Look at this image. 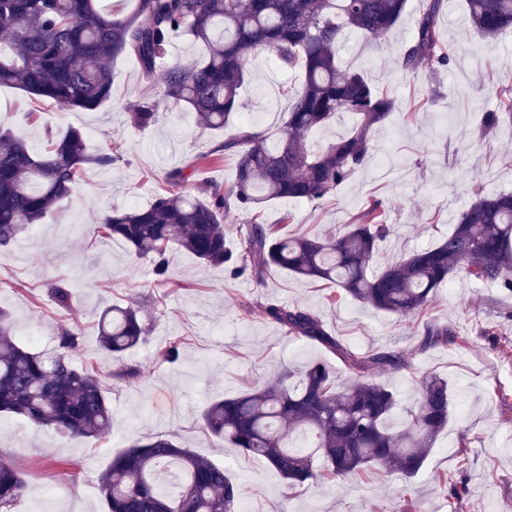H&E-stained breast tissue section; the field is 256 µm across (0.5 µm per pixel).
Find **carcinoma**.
<instances>
[{"mask_svg": "<svg viewBox=\"0 0 512 512\" xmlns=\"http://www.w3.org/2000/svg\"><path fill=\"white\" fill-rule=\"evenodd\" d=\"M444 2L423 0L398 58L404 71L415 72L424 58L436 71L451 64L439 24ZM407 6L408 0H135L125 13L104 0H0V86L71 110L94 109L112 97L108 63L131 55L144 78L161 77L162 101L188 107L205 129L227 131L214 154L236 157L232 183L206 184L191 194L182 190L185 170L174 169L166 175L167 189L149 206L114 210L102 219L108 235L125 240L134 257L151 263L157 282L168 280L176 246L204 263L227 267L233 276L249 272L259 278L277 268L331 282L377 311L419 317L434 302L436 289L459 277L512 293L511 193L477 194L447 237L376 271L379 243L390 232L378 200L334 237H284L273 224H251L240 255L224 246V216L231 208L250 211L274 199L325 200L371 157L372 131L389 118L395 100L364 74L344 68L338 48L349 33L375 43L386 39ZM466 17L485 40L512 34V0H466ZM181 34L203 46L202 58L163 67L172 39ZM264 50L279 67L298 68L303 75L273 145L255 126L233 124L249 74L248 54ZM160 102L130 105L131 123L154 124ZM500 103L502 111L482 113L479 137L512 122V95ZM340 114L352 118L349 132L311 147V135ZM45 137L47 147L38 156L0 129V249L68 198L87 166L117 161L111 153H88L76 128L61 136L48 130ZM50 294L58 306H70V287L55 284ZM264 315L335 354L354 380L338 386L320 362L283 371L247 392L213 401L201 415L203 428L274 468L293 487L319 480V461L336 477L383 471L413 478L454 412L448 381L422 377L417 398L404 405L395 391L369 378L376 371L405 369L403 354L355 351L328 334L316 314L295 305H272ZM423 327L424 348L467 341L446 324L427 321ZM147 336L137 309L105 311L99 338L112 355H123ZM79 345L78 334L64 330L53 353L32 352L15 340L11 318L0 310V413L60 435L108 434L112 408L99 378L70 360ZM398 409L405 421L401 429L388 425ZM24 488L18 469L0 460V512H12ZM99 490L109 512H238L243 497L223 466L159 436L113 457Z\"/></svg>", "mask_w": 512, "mask_h": 512, "instance_id": "1", "label": "carcinoma"}]
</instances>
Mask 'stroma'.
<instances>
[{"instance_id":"stroma-1","label":"stroma","mask_w":512,"mask_h":512,"mask_svg":"<svg viewBox=\"0 0 512 512\" xmlns=\"http://www.w3.org/2000/svg\"><path fill=\"white\" fill-rule=\"evenodd\" d=\"M420 8L421 0H409L386 40L370 43L353 34L339 49L346 66L397 103L373 134L372 161L322 202L277 199L252 212L229 211L224 232L231 251L240 250L251 223L329 237L377 200L390 227L379 249L384 263L446 236L476 188L512 191V125L483 139L476 133L482 111L499 104L494 87L512 85V42L480 44L464 22V0H445L440 22L454 50L452 67L436 71L424 59L416 72H403L396 59ZM111 71L112 98L94 110L63 109L0 87V124L33 152L42 153L45 130L76 127L88 153L120 156L107 168L86 167L68 199L0 250V308L9 312L20 343L48 352L62 330L77 331L81 344L72 363L99 377L112 406V430L103 437H63L24 418L0 416V460L14 464L26 484L13 512H39L45 500L51 512H107L100 474L115 454L149 436L175 439L224 466L243 486L247 512H403L409 498L431 504L433 512H512V299L483 283L439 288L426 320L454 327L468 342L425 349L423 322L372 310L334 284L280 269L232 279L222 266L177 250L170 282L157 284L149 263L132 256L125 241L103 237L101 219L115 208L150 205L171 170L189 169L185 189L193 193L205 183L233 181L236 161L211 160L223 134L199 127L185 107L161 104L155 125L134 127L129 105L157 99L158 88L133 57L118 58ZM299 82V74L259 54L240 92V121L258 123L277 138ZM57 283L71 287L70 307L53 301L49 288ZM280 304L314 312L353 349L402 352L408 369L377 379L403 403L415 399L422 376L447 378L457 412L416 477L368 472L292 488L275 469L202 428L201 414L213 400L252 389L283 369L320 361L337 383L349 382L336 355L262 315V307ZM115 305L145 308L149 324L146 342L118 359L99 343L100 316ZM30 329L36 340H28ZM172 342L180 346L179 361H162L160 351ZM123 367L136 369V377H118ZM442 475L465 484L466 494L452 496L439 484Z\"/></svg>"}]
</instances>
